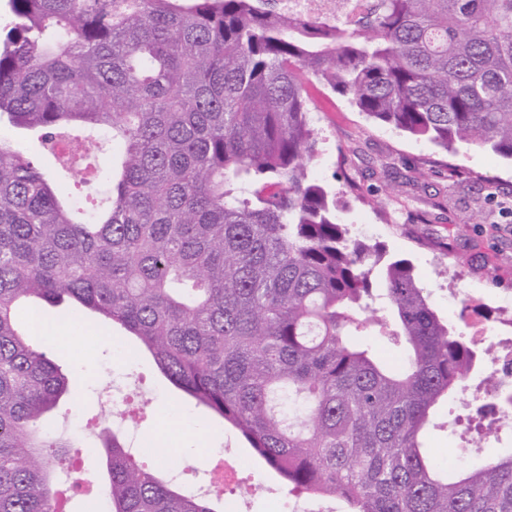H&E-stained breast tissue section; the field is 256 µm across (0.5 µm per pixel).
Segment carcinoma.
Returning a JSON list of instances; mask_svg holds the SVG:
<instances>
[{"label": "carcinoma", "mask_w": 512, "mask_h": 512, "mask_svg": "<svg viewBox=\"0 0 512 512\" xmlns=\"http://www.w3.org/2000/svg\"><path fill=\"white\" fill-rule=\"evenodd\" d=\"M0 119L64 176L98 149L109 205L80 203L0 139V512H57L75 444L47 416L69 381L20 330L41 305L123 329L177 390L236 429L289 491L349 512H512V454L452 480L425 446L435 406L498 348L442 321L405 259L352 240L308 177L311 89L445 150L512 160V0H375L350 27L273 0H7ZM76 142L71 160L55 143ZM381 305L392 320L376 316ZM405 345L397 367L355 337ZM96 447L110 512H224Z\"/></svg>", "instance_id": "carcinoma-1"}]
</instances>
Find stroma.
Segmentation results:
<instances>
[{
  "label": "stroma",
  "mask_w": 512,
  "mask_h": 512,
  "mask_svg": "<svg viewBox=\"0 0 512 512\" xmlns=\"http://www.w3.org/2000/svg\"><path fill=\"white\" fill-rule=\"evenodd\" d=\"M312 122L319 133L311 177L335 194L338 218L353 239L378 246L384 261L405 259L440 318L466 331L463 299L483 303L489 326L503 317L512 301V161L477 148L449 153L431 143L379 123L329 88L316 95ZM463 171L448 179L449 166ZM48 325L64 330L48 342L51 358L70 378L73 394L55 411L51 431L81 440L84 468L97 472L101 457L93 452L105 427L136 435L144 458L165 445L164 421L173 416L184 430L179 446L165 457L167 474L182 489L211 493L205 462L194 459L200 444L220 449L240 471L234 498L243 512H292L310 506L311 494L289 492L279 477L266 471L233 428L216 431L205 409L188 402L119 331L110 325L55 309ZM144 407L133 421L109 413L103 392ZM462 401L450 396L439 409L425 444L449 469L479 464L489 456L512 451V424L501 423L486 442L455 422Z\"/></svg>",
  "instance_id": "stroma-1"
}]
</instances>
